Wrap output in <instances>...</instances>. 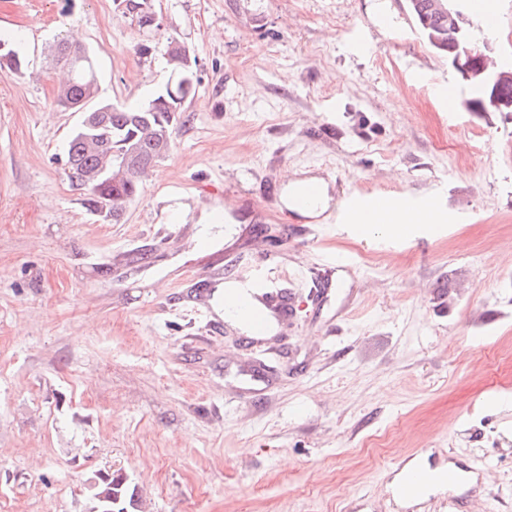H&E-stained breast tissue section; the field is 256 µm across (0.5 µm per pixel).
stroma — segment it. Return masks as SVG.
<instances>
[{
    "instance_id": "obj_1",
    "label": "stroma",
    "mask_w": 512,
    "mask_h": 512,
    "mask_svg": "<svg viewBox=\"0 0 512 512\" xmlns=\"http://www.w3.org/2000/svg\"><path fill=\"white\" fill-rule=\"evenodd\" d=\"M471 0L490 63L512 62V0ZM0 0L24 73L0 70V504L90 512L98 472L137 512H448L395 494L411 455L481 470V512H512V117L472 112L407 0ZM97 66L103 102L138 106L185 44L197 80L119 221L65 166L79 113L56 104V39ZM148 52H141V45ZM331 202L287 214V180ZM435 197L405 233L336 219L338 197ZM229 207L231 227L202 224ZM347 270L311 300L321 253ZM269 263L294 315L256 344L209 307ZM135 1L138 0H133L132 2L128 0H117L119 6L125 10L126 14L132 17L135 24L139 18L143 17L148 20L144 27L157 29L162 27V21L158 14L153 10L151 0H142L139 3H135Z\"/></svg>"
}]
</instances>
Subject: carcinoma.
<instances>
[{"label": "carcinoma", "instance_id": "cac0c4a2", "mask_svg": "<svg viewBox=\"0 0 512 512\" xmlns=\"http://www.w3.org/2000/svg\"><path fill=\"white\" fill-rule=\"evenodd\" d=\"M56 61L65 68V80L60 84L57 103L65 108L71 102H88L97 91V75L92 59L82 50L62 39L56 46ZM173 95L161 101L156 95L148 102L128 107L120 104L100 103L84 109L82 119L72 132L66 148V164L70 178L83 185V178L91 173L97 179L85 186L86 204L90 211L103 210L118 222L126 205L139 193L141 176L164 158L159 153L161 139L172 140L174 126L183 112L184 103L194 95V74L169 61ZM26 59L13 40L0 37V70L23 73ZM174 105V112L169 105ZM130 153L134 162L119 178L112 176L113 159ZM93 508L98 512H134L136 491L121 474L109 473L99 478L93 496Z\"/></svg>", "mask_w": 512, "mask_h": 512}]
</instances>
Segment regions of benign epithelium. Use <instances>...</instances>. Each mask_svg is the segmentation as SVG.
Segmentation results:
<instances>
[{"instance_id": "7a95c632", "label": "benign epithelium", "mask_w": 512, "mask_h": 512, "mask_svg": "<svg viewBox=\"0 0 512 512\" xmlns=\"http://www.w3.org/2000/svg\"><path fill=\"white\" fill-rule=\"evenodd\" d=\"M119 6L133 21L143 17L149 28L162 27V21L153 10L151 0H117ZM460 0H429L428 11L442 24L439 33L422 29L429 45L448 58V64L466 81L478 84L489 91V107L495 112L512 115V99L498 95L499 90L512 84V65L492 68L485 54L473 43L464 25V16L459 7Z\"/></svg>"}]
</instances>
